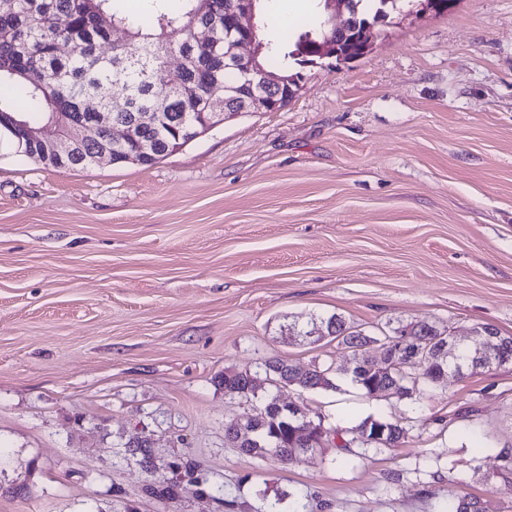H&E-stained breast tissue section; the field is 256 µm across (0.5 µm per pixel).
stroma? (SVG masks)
Returning <instances> with one entry per match:
<instances>
[{"label":"stroma","instance_id":"stroma-1","mask_svg":"<svg viewBox=\"0 0 512 512\" xmlns=\"http://www.w3.org/2000/svg\"><path fill=\"white\" fill-rule=\"evenodd\" d=\"M296 38L313 0H271ZM276 112H244L150 166L52 169L0 141V512H439L448 494L512 512V364L419 403L282 388L347 430L409 433L343 460L241 455L224 424L251 403L224 369L351 363L317 330L426 321L512 336V0H455L373 27L349 63L303 68ZM304 335H297V328ZM149 441L154 469L126 458ZM192 459L223 499L150 484Z\"/></svg>","mask_w":512,"mask_h":512}]
</instances>
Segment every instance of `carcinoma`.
<instances>
[{
  "label": "carcinoma",
  "mask_w": 512,
  "mask_h": 512,
  "mask_svg": "<svg viewBox=\"0 0 512 512\" xmlns=\"http://www.w3.org/2000/svg\"><path fill=\"white\" fill-rule=\"evenodd\" d=\"M127 0H14L9 9H0V136L7 137L17 152L47 167L77 169L91 165L92 157L103 149L112 151V161L148 143L151 165L167 155L170 145L189 143L196 129L205 122L207 113L216 111L212 92L224 88L229 97L237 96L245 87L254 92L265 90L262 73L272 71L287 80L301 79L291 73L288 58L297 64H316L320 58L309 54L296 57V52L282 53L280 46L264 41L260 56L262 71L244 78L230 54L228 33L232 29V0H155L149 25L142 17L126 9ZM317 2L314 26L298 36V43L319 41L329 29L324 0ZM363 0H347L346 11L351 25V47L358 50L362 40H370L374 21L396 9L401 0H374V15H369ZM107 15L112 23L126 29L128 41L112 46V53L99 51L110 33L99 22ZM64 17L67 24L58 27L54 20ZM209 28L208 44L200 47L190 39L199 26ZM174 29L185 32L183 40L171 46L168 34ZM68 43L76 52L58 54V44ZM181 62L174 71L165 67L171 53ZM119 84L126 97L121 110L102 101L97 109L86 106L103 84ZM54 121L64 131L73 128L88 130L83 151L68 162L60 161L53 145L33 143L26 138L24 127H36L42 121ZM124 125L132 136L122 142L109 140V126ZM327 336L360 353L352 356V364L340 370L352 386L366 398L399 400L420 399L436 392L448 378V329L429 322L400 324L387 332L392 336L404 331L412 341L427 350L425 362L415 368H389L388 355L392 348L382 336L373 337L355 329L339 315L322 321ZM499 337L494 344L504 360L512 361V336H502L492 327L486 328ZM377 344L378 356L370 355L369 343ZM295 374L294 385L308 392L338 389L332 366H315L304 373L283 359L264 362L254 370L226 369L218 376L217 385L224 394L251 401L264 393L259 409L238 420L224 424V443L252 458L276 456L292 463L303 453L298 447L301 423L281 410L278 388L284 371ZM352 437L340 447L346 455L355 451L350 443L368 448H391L407 435V429L384 416L370 415L351 429ZM180 470L186 485L214 497L224 494V486L209 485L198 476L197 465L189 460L173 464ZM182 486L166 484L148 489L159 501L173 500ZM291 512H316L321 505L314 503L307 491L292 495ZM444 512H487L485 502L478 498L448 496Z\"/></svg>",
  "instance_id": "obj_1"
}]
</instances>
